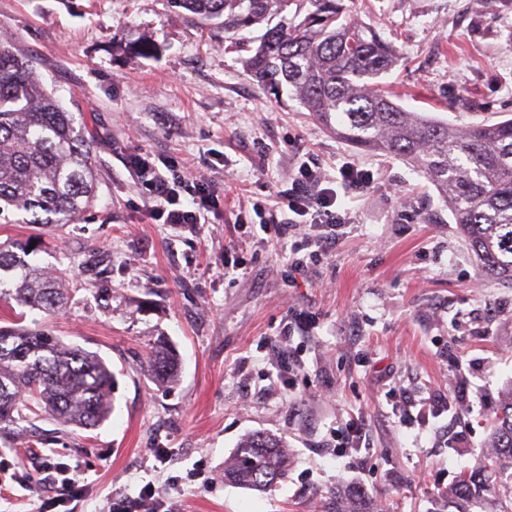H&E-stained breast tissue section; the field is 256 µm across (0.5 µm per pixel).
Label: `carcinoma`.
<instances>
[{
    "label": "carcinoma",
    "mask_w": 512,
    "mask_h": 512,
    "mask_svg": "<svg viewBox=\"0 0 512 512\" xmlns=\"http://www.w3.org/2000/svg\"><path fill=\"white\" fill-rule=\"evenodd\" d=\"M224 29L226 52L246 51V72L266 91L289 95L354 148L413 162L448 203L481 272L512 282V118L456 127L397 104L379 79L397 62L389 44L346 15L343 0H170ZM262 27L258 45L238 33ZM87 128L48 91L37 67L0 43V224H76L97 197ZM29 240L0 243V301L46 312L69 302V269L27 260ZM175 354L161 347L149 367L162 382L177 376ZM116 381L105 360L60 338L0 327V435L46 415L93 429L112 412ZM490 467L460 476L455 512H512V392L490 435ZM288 470L281 439L242 440L224 479L247 489L274 486ZM324 512H377L353 489H336Z\"/></svg>",
    "instance_id": "carcinoma-1"
}]
</instances>
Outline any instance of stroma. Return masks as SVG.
Segmentation results:
<instances>
[{"instance_id":"obj_1","label":"stroma","mask_w":512,"mask_h":512,"mask_svg":"<svg viewBox=\"0 0 512 512\" xmlns=\"http://www.w3.org/2000/svg\"><path fill=\"white\" fill-rule=\"evenodd\" d=\"M344 4L395 49L382 83L403 107L459 126L512 117V0ZM1 32L85 122L99 188L83 223L0 226V242L37 237L40 264L74 268L66 310L0 302V326L98 353L117 388L96 428L44 418L0 437V512H50V459L79 469L73 512H109L149 482L170 512H321L346 487L386 512H449L512 388V284L482 275L423 173L264 92L222 29L168 0H0ZM141 41L153 55H137ZM139 153L215 182L223 205L193 232L150 220L129 166ZM305 159L346 223L331 256L298 274L253 204L290 191ZM348 168L368 182L349 187ZM228 259L242 264L230 276ZM161 342L180 360L169 385L148 369ZM357 417L361 447H337ZM257 432L288 452L287 476L264 491L224 480Z\"/></svg>"}]
</instances>
